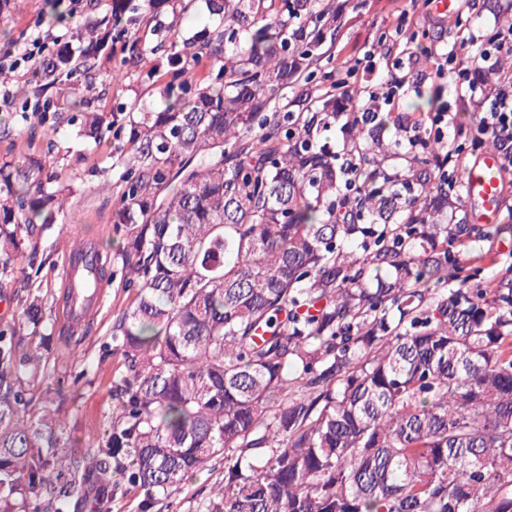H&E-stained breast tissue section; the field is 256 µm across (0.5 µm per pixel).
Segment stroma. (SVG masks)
Masks as SVG:
<instances>
[{
  "label": "stroma",
  "instance_id": "obj_1",
  "mask_svg": "<svg viewBox=\"0 0 512 512\" xmlns=\"http://www.w3.org/2000/svg\"><path fill=\"white\" fill-rule=\"evenodd\" d=\"M367 7L352 14L348 26L336 43L338 59H358L366 51L383 54L386 44L381 32L393 30L401 11L411 9L410 0H366ZM50 152L63 181L75 192L78 211L73 223L54 225L44 233L29 263L40 279L62 286L66 278L65 261L72 240L85 239L102 247L117 248L119 235L112 222L115 199L103 196L102 182H116L121 172L116 149L104 144L96 152L83 150L69 134L47 138L35 116L23 112L0 113V161L30 152ZM464 253L481 267L485 281H498L512 269V247L499 242L468 244ZM91 316L74 333H55L48 351L56 363L49 385L60 388L67 397L65 431L77 448H85L102 428L103 415L112 406L108 378L112 359L105 356V344L112 333L116 313L127 305L131 292L120 279L104 281ZM224 476L223 463L182 482L172 503H160L154 512H195L196 502L210 486Z\"/></svg>",
  "mask_w": 512,
  "mask_h": 512
}]
</instances>
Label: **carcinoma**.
<instances>
[{
    "instance_id": "cac0c4a2",
    "label": "carcinoma",
    "mask_w": 512,
    "mask_h": 512,
    "mask_svg": "<svg viewBox=\"0 0 512 512\" xmlns=\"http://www.w3.org/2000/svg\"><path fill=\"white\" fill-rule=\"evenodd\" d=\"M108 0L84 21L41 0L66 41L16 82L44 122L91 147L112 137L103 61L146 75L121 128L114 253L90 248L75 286L26 284L0 329V512H85L82 486L145 491L152 512L184 476L224 460L196 512H512V278L484 287L460 258L512 224L458 222L448 183L469 146L401 151L336 117L333 48L345 16L323 0ZM125 33L114 47L112 31ZM340 127L373 174L349 191L322 136ZM54 161L0 163V288L72 210ZM121 270L134 296L112 325V410L85 450L35 340L46 310L80 308ZM198 4L199 7L196 10L185 14L178 23L184 36H187L198 29L208 26L212 22V17L209 15L204 1H199Z\"/></svg>"
}]
</instances>
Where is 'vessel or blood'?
<instances>
[{"mask_svg":"<svg viewBox=\"0 0 512 512\" xmlns=\"http://www.w3.org/2000/svg\"><path fill=\"white\" fill-rule=\"evenodd\" d=\"M503 189L504 180L497 153L483 154L468 166L465 171V194L473 206V222H497Z\"/></svg>","mask_w":512,"mask_h":512,"instance_id":"1","label":"vessel or blood"}]
</instances>
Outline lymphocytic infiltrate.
Masks as SVG:
<instances>
[{
    "label": "lymphocytic infiltrate",
    "mask_w": 512,
    "mask_h": 512,
    "mask_svg": "<svg viewBox=\"0 0 512 512\" xmlns=\"http://www.w3.org/2000/svg\"><path fill=\"white\" fill-rule=\"evenodd\" d=\"M419 24V18L408 16L405 27L393 37L389 53L379 58L368 52L356 61L358 71H387L383 90L369 92L361 105L363 118L374 123L383 107L407 93H419L429 83L451 79L457 90L454 108L408 113L400 123L401 132L412 146L432 137L444 142L466 120H473L475 136L489 135L497 141L501 169L512 182V69L503 64L504 58L512 57V22L495 24L496 37L490 42L477 43L471 33L460 39L458 47L479 48L474 65L469 67L459 60L458 47L415 39ZM63 40L62 34L44 28L37 19L30 22L20 43L0 49V112L12 109L10 80L27 75Z\"/></svg>",
    "instance_id": "f902f5d3"
}]
</instances>
